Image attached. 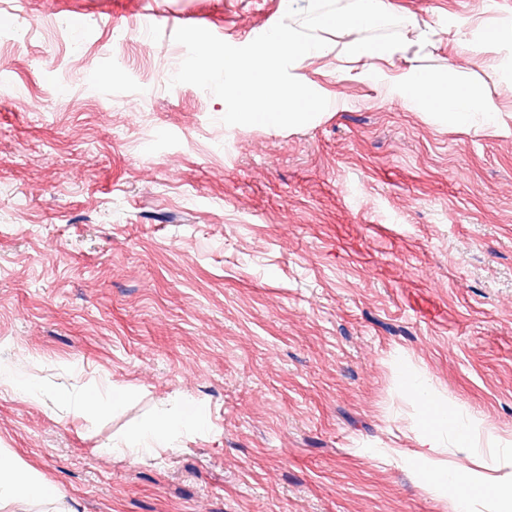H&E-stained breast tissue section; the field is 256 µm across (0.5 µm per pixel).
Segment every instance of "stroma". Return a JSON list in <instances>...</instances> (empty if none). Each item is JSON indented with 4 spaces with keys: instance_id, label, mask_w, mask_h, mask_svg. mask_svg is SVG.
Listing matches in <instances>:
<instances>
[{
    "instance_id": "stroma-1",
    "label": "stroma",
    "mask_w": 512,
    "mask_h": 512,
    "mask_svg": "<svg viewBox=\"0 0 512 512\" xmlns=\"http://www.w3.org/2000/svg\"><path fill=\"white\" fill-rule=\"evenodd\" d=\"M386 3L401 51L300 58L330 106L276 128L170 86L172 35L243 46L308 0H0V448L63 494L8 512H455L402 363L512 476V52L477 40L512 0ZM409 69L500 118L438 121ZM164 400L204 425L113 453Z\"/></svg>"
}]
</instances>
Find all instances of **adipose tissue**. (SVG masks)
I'll return each mask as SVG.
<instances>
[{"label":"adipose tissue","instance_id":"obj_1","mask_svg":"<svg viewBox=\"0 0 512 512\" xmlns=\"http://www.w3.org/2000/svg\"><path fill=\"white\" fill-rule=\"evenodd\" d=\"M394 92L412 102L423 101L427 96L432 97L438 116L459 124L492 120L499 113L493 99L483 96L479 91L457 81L451 83L445 79H434L413 70L406 71L398 78ZM406 376L410 393L435 418L438 426L456 427L460 447H469V427L461 423L460 409L450 404L417 370L407 371ZM204 420L205 415L199 410L177 418L160 414L155 423L144 426L133 436L126 438L121 445L116 446L115 451L138 460L152 455L159 448L174 449L173 436L179 427L199 426ZM418 443L425 448L424 458L430 463L425 473L427 482L438 492L447 491L449 485H457L460 512H467L473 492L480 488L489 491L499 512H512V480L493 479L478 484L470 472L460 469L451 471L435 463L434 456L439 448L435 430L421 434ZM36 497L51 501L55 499L56 492L52 487L41 484L15 456L0 449V512H5L11 504Z\"/></svg>","mask_w":512,"mask_h":512}]
</instances>
